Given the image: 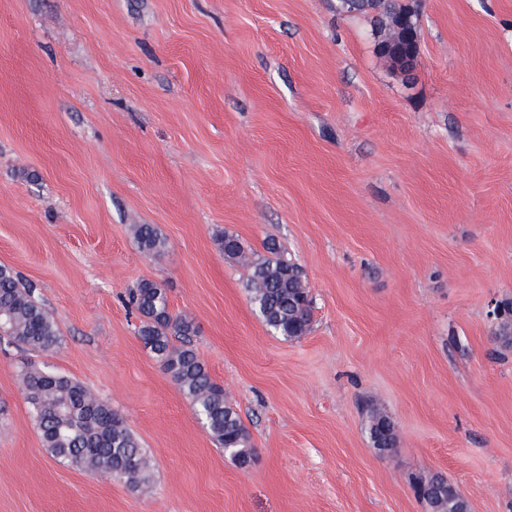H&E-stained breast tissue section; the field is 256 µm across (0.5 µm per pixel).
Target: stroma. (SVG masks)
<instances>
[{
  "label": "stroma",
  "instance_id": "35a3bbf8",
  "mask_svg": "<svg viewBox=\"0 0 512 512\" xmlns=\"http://www.w3.org/2000/svg\"><path fill=\"white\" fill-rule=\"evenodd\" d=\"M401 3L409 72L336 0H0V265L62 334L0 341V512H426L434 475L512 512V349L489 316L512 300V0ZM227 233L300 265L306 336L265 326ZM144 279L194 320L249 466L139 340ZM26 363L107 400L151 485L50 456ZM372 406L397 427L384 453ZM134 235L140 249L147 255L158 254L165 248V240L151 224H136Z\"/></svg>",
  "mask_w": 512,
  "mask_h": 512
}]
</instances>
